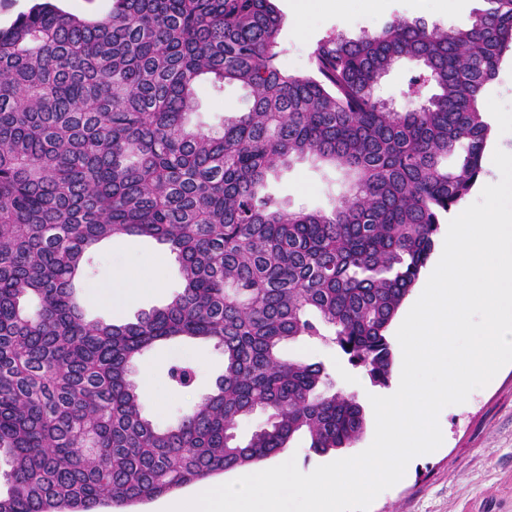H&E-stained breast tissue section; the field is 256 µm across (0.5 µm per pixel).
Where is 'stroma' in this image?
Returning <instances> with one entry per match:
<instances>
[{"label":"stroma","mask_w":512,"mask_h":512,"mask_svg":"<svg viewBox=\"0 0 512 512\" xmlns=\"http://www.w3.org/2000/svg\"><path fill=\"white\" fill-rule=\"evenodd\" d=\"M290 0H275L284 23L279 41L281 52L275 64L291 74L308 73L310 56L317 42L332 33L358 37L362 32L379 30L389 19H423L442 28L459 26L460 14L481 8V0H462L461 10L445 11L436 0H385L383 7L366 9L362 0H346L344 14L312 6L293 20ZM198 110L193 123L203 126L220 117H230L245 106L244 92L238 84H225L223 92L208 85L197 89ZM342 174L329 165L299 161L269 176L266 191L290 210L299 208L330 210L344 192ZM125 265L138 270L141 290L138 296L116 310H105L84 300L85 312L115 324L134 321L141 313L166 305L181 286L179 266L164 245L145 237H126L101 246L94 258L88 280L97 286L109 285L112 269ZM162 270L163 287H153L155 270ZM393 366L387 384H374L366 372L351 366L335 346L319 340L297 339L284 348L285 357L319 362L333 390L354 397L365 412L362 437L347 455H356L374 438L375 416L370 396L393 392L400 382L402 351L392 343ZM177 363L192 366L193 386L183 389L169 377ZM150 371L151 390L141 392L145 418L161 426L176 424L191 412L203 397L215 389L224 371V357L211 344L198 340H179L155 346L132 367V379ZM442 445L432 453L415 457L404 477L383 491L369 512H512V364L504 366L485 387L474 390L465 403L445 407L439 415Z\"/></svg>","instance_id":"35a3bbf8"}]
</instances>
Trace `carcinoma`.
<instances>
[{"instance_id": "obj_1", "label": "carcinoma", "mask_w": 512, "mask_h": 512, "mask_svg": "<svg viewBox=\"0 0 512 512\" xmlns=\"http://www.w3.org/2000/svg\"><path fill=\"white\" fill-rule=\"evenodd\" d=\"M483 2L454 28L329 35L308 75L275 64L273 0H113L94 18L40 0L0 29V512H96L246 470L300 433L318 454L360 439L361 405L282 347L328 340L386 384V330L482 173V102L512 52V0ZM401 61L420 70L399 110L379 90ZM202 82L239 84L246 108L191 124ZM305 159L349 180L329 211L264 192ZM125 236L167 245L182 286L134 322L89 319L77 285ZM184 337L221 350L224 373L160 428L131 368ZM170 376L188 388L195 371ZM258 410L266 424L239 439Z\"/></svg>"}]
</instances>
